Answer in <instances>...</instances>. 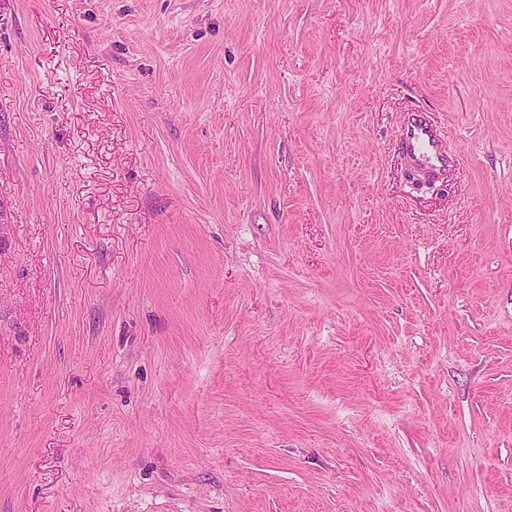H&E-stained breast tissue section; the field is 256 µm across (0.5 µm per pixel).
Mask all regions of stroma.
Masks as SVG:
<instances>
[{
    "label": "stroma",
    "instance_id": "stroma-1",
    "mask_svg": "<svg viewBox=\"0 0 512 512\" xmlns=\"http://www.w3.org/2000/svg\"><path fill=\"white\" fill-rule=\"evenodd\" d=\"M0 512H512V0H0ZM401 146L413 171L426 179H439L448 171V158L426 114L409 115L401 133Z\"/></svg>",
    "mask_w": 512,
    "mask_h": 512
}]
</instances>
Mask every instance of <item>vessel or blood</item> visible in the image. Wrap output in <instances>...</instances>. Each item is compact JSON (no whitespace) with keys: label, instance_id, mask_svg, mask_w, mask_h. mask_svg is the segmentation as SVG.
I'll use <instances>...</instances> for the list:
<instances>
[{"label":"vessel or blood","instance_id":"1","mask_svg":"<svg viewBox=\"0 0 512 512\" xmlns=\"http://www.w3.org/2000/svg\"><path fill=\"white\" fill-rule=\"evenodd\" d=\"M401 146L413 171L428 179H438L448 171V158L426 114L409 115L401 133Z\"/></svg>","mask_w":512,"mask_h":512}]
</instances>
